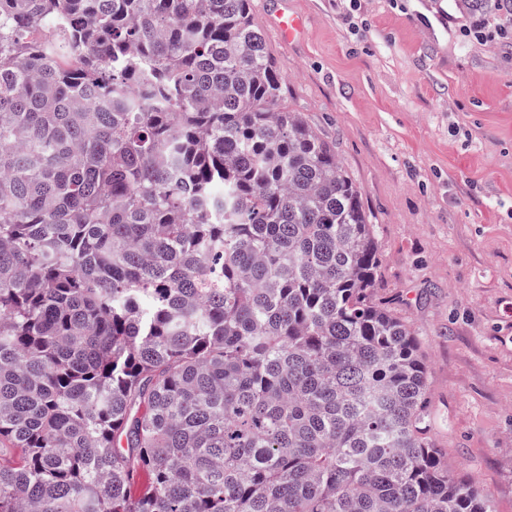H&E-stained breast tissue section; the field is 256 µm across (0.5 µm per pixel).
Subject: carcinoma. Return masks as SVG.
Returning a JSON list of instances; mask_svg holds the SVG:
<instances>
[{
	"label": "carcinoma",
	"mask_w": 512,
	"mask_h": 512,
	"mask_svg": "<svg viewBox=\"0 0 512 512\" xmlns=\"http://www.w3.org/2000/svg\"><path fill=\"white\" fill-rule=\"evenodd\" d=\"M282 91L251 0H0V512H494Z\"/></svg>",
	"instance_id": "1"
}]
</instances>
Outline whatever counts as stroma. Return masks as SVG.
<instances>
[{
	"label": "stroma",
	"instance_id": "1",
	"mask_svg": "<svg viewBox=\"0 0 512 512\" xmlns=\"http://www.w3.org/2000/svg\"><path fill=\"white\" fill-rule=\"evenodd\" d=\"M303 20L285 43L279 11ZM301 113L376 227L374 297L415 330L449 469L512 512V45L432 0H253Z\"/></svg>",
	"mask_w": 512,
	"mask_h": 512
}]
</instances>
